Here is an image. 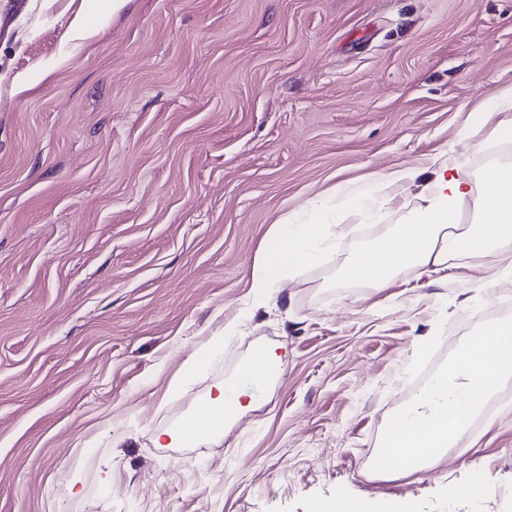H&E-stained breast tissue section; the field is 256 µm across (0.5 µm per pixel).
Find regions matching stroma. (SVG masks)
<instances>
[{
    "label": "stroma",
    "mask_w": 512,
    "mask_h": 512,
    "mask_svg": "<svg viewBox=\"0 0 512 512\" xmlns=\"http://www.w3.org/2000/svg\"><path fill=\"white\" fill-rule=\"evenodd\" d=\"M511 85L512 0H35L0 39V512H512V381L436 465L371 470L422 345L512 316L489 281L511 259L382 290L313 266L263 302L249 282L272 224L338 183L512 160L479 109ZM418 191L345 213L337 256ZM264 345L282 364L251 409L155 447Z\"/></svg>",
    "instance_id": "35a3bbf8"
}]
</instances>
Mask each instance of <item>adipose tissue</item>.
Returning <instances> with one entry per match:
<instances>
[{
  "label": "adipose tissue",
  "mask_w": 512,
  "mask_h": 512,
  "mask_svg": "<svg viewBox=\"0 0 512 512\" xmlns=\"http://www.w3.org/2000/svg\"><path fill=\"white\" fill-rule=\"evenodd\" d=\"M418 175L415 169L395 170L362 183L341 184L274 224L273 247L259 251L251 268L254 298L268 299L283 281L308 265L337 261L336 225L328 220V212L346 207L369 210L381 193L418 182ZM420 184L418 204L402 214L397 229L337 261L345 278L381 290L407 270L432 275L447 270L455 260L512 254L511 162L491 160L475 177L463 161H447ZM245 394L239 386L217 385L177 433L169 434L170 447L197 445L214 437L217 421H234L245 412Z\"/></svg>",
  "instance_id": "obj_1"
}]
</instances>
